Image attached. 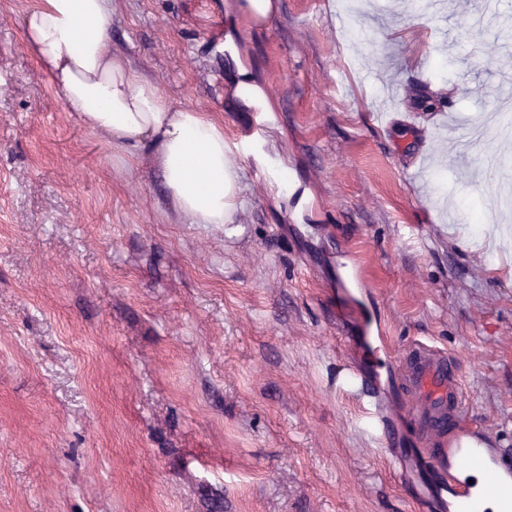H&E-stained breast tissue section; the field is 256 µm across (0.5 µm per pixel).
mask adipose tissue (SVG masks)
<instances>
[{
    "mask_svg": "<svg viewBox=\"0 0 512 512\" xmlns=\"http://www.w3.org/2000/svg\"><path fill=\"white\" fill-rule=\"evenodd\" d=\"M112 0H37L23 43L75 113L125 148L150 147L174 211L193 224H223L238 189L221 125L175 107L112 48Z\"/></svg>",
    "mask_w": 512,
    "mask_h": 512,
    "instance_id": "adipose-tissue-1",
    "label": "adipose tissue"
}]
</instances>
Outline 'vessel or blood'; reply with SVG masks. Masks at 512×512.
Segmentation results:
<instances>
[{"label":"vessel or blood","mask_w":512,"mask_h":512,"mask_svg":"<svg viewBox=\"0 0 512 512\" xmlns=\"http://www.w3.org/2000/svg\"><path fill=\"white\" fill-rule=\"evenodd\" d=\"M347 332L358 350L350 382L358 396L376 399L381 373L399 375L406 395L405 417L417 442L406 455L427 460L434 490L448 495V512H466L473 499L467 469H484L489 493L512 481V454L485 429L473 425L460 366L453 356L426 341L413 342L404 353L395 354L378 314L363 304L354 305Z\"/></svg>","instance_id":"b4317fda"}]
</instances>
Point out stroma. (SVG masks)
<instances>
[{
    "instance_id": "35a3bbf8",
    "label": "stroma",
    "mask_w": 512,
    "mask_h": 512,
    "mask_svg": "<svg viewBox=\"0 0 512 512\" xmlns=\"http://www.w3.org/2000/svg\"><path fill=\"white\" fill-rule=\"evenodd\" d=\"M32 2L0 0V512H420L393 374L389 448L343 381L349 253L396 352L454 354L512 449V204L480 177L490 151L512 171V138L455 137L512 81V22L487 0H272L263 21L112 0L113 49L226 141L269 93L267 177L237 157L227 223L192 224L147 149L66 111L22 45Z\"/></svg>"
}]
</instances>
